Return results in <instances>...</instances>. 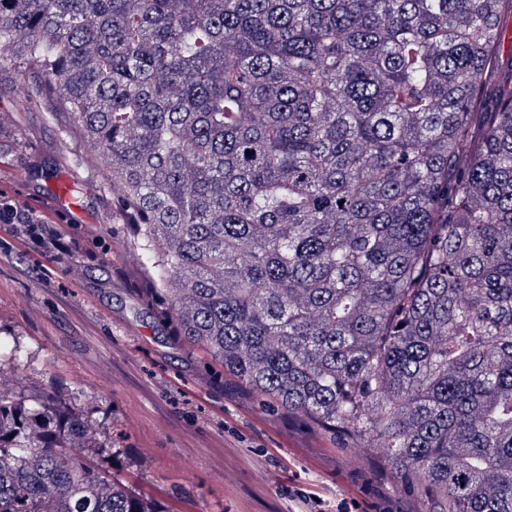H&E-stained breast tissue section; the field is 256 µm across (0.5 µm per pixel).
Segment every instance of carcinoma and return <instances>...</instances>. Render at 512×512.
Returning a JSON list of instances; mask_svg holds the SVG:
<instances>
[{"instance_id":"cac0c4a2","label":"carcinoma","mask_w":512,"mask_h":512,"mask_svg":"<svg viewBox=\"0 0 512 512\" xmlns=\"http://www.w3.org/2000/svg\"><path fill=\"white\" fill-rule=\"evenodd\" d=\"M512 0H0L122 187L131 259L256 400L512 512ZM0 381V512H159Z\"/></svg>"}]
</instances>
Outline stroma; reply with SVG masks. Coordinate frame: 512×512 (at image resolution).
<instances>
[{
  "instance_id": "1",
  "label": "stroma",
  "mask_w": 512,
  "mask_h": 512,
  "mask_svg": "<svg viewBox=\"0 0 512 512\" xmlns=\"http://www.w3.org/2000/svg\"><path fill=\"white\" fill-rule=\"evenodd\" d=\"M91 154L0 61V210L28 217L0 222V372L92 421L108 450L88 464L162 512H421L379 449L336 447L183 341ZM65 180L82 221L56 222L53 241L33 219Z\"/></svg>"
}]
</instances>
